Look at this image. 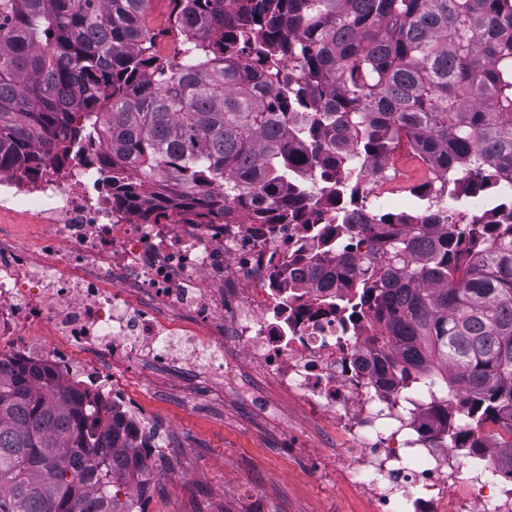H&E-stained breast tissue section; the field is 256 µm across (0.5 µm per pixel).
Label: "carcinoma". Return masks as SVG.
Instances as JSON below:
<instances>
[{"mask_svg": "<svg viewBox=\"0 0 512 512\" xmlns=\"http://www.w3.org/2000/svg\"><path fill=\"white\" fill-rule=\"evenodd\" d=\"M150 0H0V169L38 175L101 139L112 206L151 224L180 201L200 224H310L405 142L420 197L488 194L479 216L427 208L324 224L299 275L372 318L384 372L490 421L512 478V0H169L171 58ZM347 240L336 249V234ZM142 473L127 430L38 366H0V512H144L112 484ZM169 13L168 9V0H153L150 4L147 14H146V23L147 26L154 31L155 33H159V40L157 43H165L173 46V49L164 56L171 55L173 53L176 38L174 35H165L167 32V16Z\"/></svg>", "mask_w": 512, "mask_h": 512, "instance_id": "obj_1", "label": "carcinoma"}]
</instances>
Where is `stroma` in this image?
<instances>
[{
	"instance_id": "1",
	"label": "stroma",
	"mask_w": 512,
	"mask_h": 512,
	"mask_svg": "<svg viewBox=\"0 0 512 512\" xmlns=\"http://www.w3.org/2000/svg\"><path fill=\"white\" fill-rule=\"evenodd\" d=\"M394 202L387 212L412 210L409 186L427 171L396 152ZM224 380H198L178 366L137 364L115 382L157 423L167 455L155 460L145 512H366L364 500L337 467L348 440L334 419L283 397L224 346Z\"/></svg>"
}]
</instances>
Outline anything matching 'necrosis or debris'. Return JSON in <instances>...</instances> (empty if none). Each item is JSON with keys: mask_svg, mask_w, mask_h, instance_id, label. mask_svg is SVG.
<instances>
[{"mask_svg": "<svg viewBox=\"0 0 512 512\" xmlns=\"http://www.w3.org/2000/svg\"><path fill=\"white\" fill-rule=\"evenodd\" d=\"M104 144L64 170H0V214L28 213L34 241L0 226V363L49 367L55 380L119 414L134 437L154 424L113 374L137 360L180 362L223 379L224 340L286 396L337 419L354 440L343 472L370 512H512L495 449L459 456L422 426L427 391L380 375L367 321L328 311L324 289L294 278L317 226L142 223L112 209Z\"/></svg>", "mask_w": 512, "mask_h": 512, "instance_id": "4bbe7bcc", "label": "necrosis or debris"}]
</instances>
